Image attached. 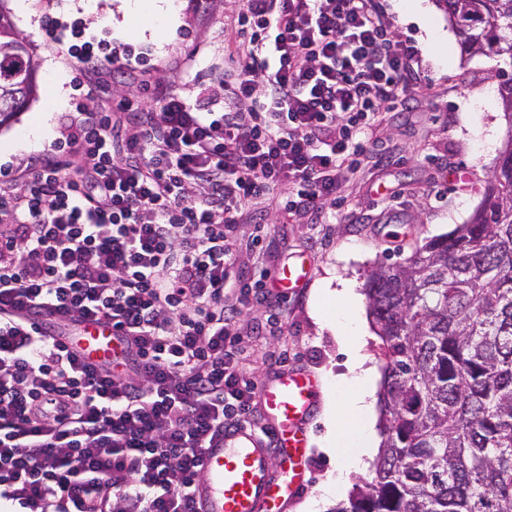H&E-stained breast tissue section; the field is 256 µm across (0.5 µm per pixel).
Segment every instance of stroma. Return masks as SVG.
I'll return each instance as SVG.
<instances>
[{"instance_id": "1", "label": "stroma", "mask_w": 512, "mask_h": 512, "mask_svg": "<svg viewBox=\"0 0 512 512\" xmlns=\"http://www.w3.org/2000/svg\"><path fill=\"white\" fill-rule=\"evenodd\" d=\"M62 2L33 0L30 19H12L30 40L37 69L50 64L75 77L67 54L70 25L82 22L85 38L106 40L112 25L121 24L130 30L127 45L147 50L154 84L178 83L177 69L182 66L201 72L212 98L223 100L227 46L241 0H208L203 10L196 0H175L181 24L172 34L154 27L148 18L126 15L119 0H99L93 17L79 10L61 14ZM423 3L431 25L427 33L406 23L408 0H389L388 5L400 35L415 40L420 49L432 85L409 87V109L384 113L371 158L341 190L353 211L351 221L312 224L301 215L288 220L278 216L275 200L265 196L249 205L247 220L237 232L238 271L274 272L295 261L312 270L307 285L287 298L273 295L267 304L244 308L237 324L238 364L256 383L271 381L285 368L305 370L320 383L319 402L334 392L347 395V388L336 385L347 372V353L325 323L344 302L336 297L315 299V288L324 281L344 280L362 290L377 265L405 262L424 240L469 222L490 172L512 139V116L499 94L501 58L464 54L456 29L435 0ZM48 16L64 27L60 43H50L42 34L41 22ZM37 85L36 99L0 129V152L11 154L10 162L0 164V177L16 184L23 181L32 161L65 138L61 113L52 107L53 89L42 79ZM35 124L48 126L49 137L34 147L16 149L19 135ZM256 232L262 233L263 244L253 248L249 242ZM325 433L324 416L316 414L308 432L312 482L284 512H303L304 503L318 499L324 500L327 512L338 504V497L326 496L324 490L328 474L340 465L322 447Z\"/></svg>"}]
</instances>
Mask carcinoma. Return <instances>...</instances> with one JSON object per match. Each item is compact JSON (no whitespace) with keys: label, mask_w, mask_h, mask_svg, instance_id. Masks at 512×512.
Returning <instances> with one entry per match:
<instances>
[{"label":"carcinoma","mask_w":512,"mask_h":512,"mask_svg":"<svg viewBox=\"0 0 512 512\" xmlns=\"http://www.w3.org/2000/svg\"><path fill=\"white\" fill-rule=\"evenodd\" d=\"M463 52L512 65V0H436ZM36 95L0 5V128ZM384 356L379 456L332 512H512V144L470 222L364 284Z\"/></svg>","instance_id":"obj_1"}]
</instances>
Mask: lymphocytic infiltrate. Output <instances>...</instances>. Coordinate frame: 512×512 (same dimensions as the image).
Wrapping results in <instances>:
<instances>
[{"mask_svg":"<svg viewBox=\"0 0 512 512\" xmlns=\"http://www.w3.org/2000/svg\"><path fill=\"white\" fill-rule=\"evenodd\" d=\"M71 35L79 73L112 66L129 93L94 108L75 97L64 143L0 184V500L195 512L205 449L248 425L256 395L236 327L271 275L232 274L243 211L283 188L281 210L333 223L328 200L380 112L408 107L422 54L382 0H244L217 112ZM99 322L122 338L108 367L61 341Z\"/></svg>","mask_w":512,"mask_h":512,"instance_id":"lymphocytic-infiltrate-1","label":"lymphocytic infiltrate"}]
</instances>
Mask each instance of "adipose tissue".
Returning <instances> with one entry per match:
<instances>
[{
	"instance_id": "obj_1",
	"label": "adipose tissue",
	"mask_w": 512,
	"mask_h": 512,
	"mask_svg": "<svg viewBox=\"0 0 512 512\" xmlns=\"http://www.w3.org/2000/svg\"><path fill=\"white\" fill-rule=\"evenodd\" d=\"M331 327L348 351V373L343 381L351 389L349 398L337 402L332 410L334 420L347 423L343 439L334 442L345 459V465L329 482L333 492L339 493L346 487L350 474L379 451L375 424L371 417L375 404L376 370L368 365L363 353L364 328L354 310L349 309L337 315Z\"/></svg>"
}]
</instances>
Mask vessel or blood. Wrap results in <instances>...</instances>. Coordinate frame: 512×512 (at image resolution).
Returning a JSON list of instances; mask_svg holds the SVG:
<instances>
[{"instance_id": "1", "label": "vessel or blood", "mask_w": 512, "mask_h": 512, "mask_svg": "<svg viewBox=\"0 0 512 512\" xmlns=\"http://www.w3.org/2000/svg\"><path fill=\"white\" fill-rule=\"evenodd\" d=\"M308 280L301 266L291 265L274 274L281 289L303 286ZM68 346L86 362L112 360L119 338L111 326L93 323L68 337ZM319 384L309 373L285 371L261 385L268 429L276 445L268 450L249 428L226 435L203 457V476L196 490L201 512H283L308 485L307 431Z\"/></svg>"}]
</instances>
